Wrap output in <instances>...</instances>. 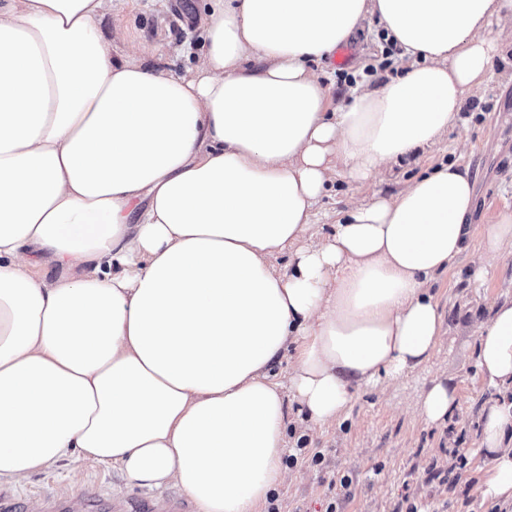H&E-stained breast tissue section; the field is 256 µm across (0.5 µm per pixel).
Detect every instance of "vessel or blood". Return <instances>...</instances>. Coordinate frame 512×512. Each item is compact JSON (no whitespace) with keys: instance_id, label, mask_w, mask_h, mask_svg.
I'll list each match as a JSON object with an SVG mask.
<instances>
[{"instance_id":"1","label":"vessel or blood","mask_w":512,"mask_h":512,"mask_svg":"<svg viewBox=\"0 0 512 512\" xmlns=\"http://www.w3.org/2000/svg\"><path fill=\"white\" fill-rule=\"evenodd\" d=\"M106 506L111 512H190L187 501L178 496L116 499L108 505L102 494L83 491L65 498L50 494L43 500V512H101Z\"/></svg>"}]
</instances>
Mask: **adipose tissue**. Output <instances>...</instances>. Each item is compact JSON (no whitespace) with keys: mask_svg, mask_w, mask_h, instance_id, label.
<instances>
[{"mask_svg":"<svg viewBox=\"0 0 512 512\" xmlns=\"http://www.w3.org/2000/svg\"><path fill=\"white\" fill-rule=\"evenodd\" d=\"M112 2L0 0V482L91 460L198 512H259L289 423L336 425L444 337L432 284L470 234L467 166L313 229L336 180L372 182L455 128L512 42V0H205L189 76L114 54ZM373 17L406 65L333 104L316 65ZM507 251L512 212L475 277ZM476 353L512 390V298ZM457 402L436 378L417 410L442 426ZM481 419L482 495L512 504V400Z\"/></svg>","mask_w":512,"mask_h":512,"instance_id":"ef3b65f1","label":"adipose tissue"}]
</instances>
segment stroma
<instances>
[{"label": "stroma", "mask_w": 512, "mask_h": 512, "mask_svg": "<svg viewBox=\"0 0 512 512\" xmlns=\"http://www.w3.org/2000/svg\"><path fill=\"white\" fill-rule=\"evenodd\" d=\"M203 0H124L102 21L105 33L115 34L116 51L135 44L144 50L147 65L182 75L192 68L203 44L200 14ZM377 20L364 22L349 39L346 70L356 76L384 57ZM458 126L427 153H414L392 170L365 185L337 181L320 204V237L332 231L336 210L352 196L375 191L393 193L434 162L467 165L475 180L469 251L439 276L433 291L443 314L445 337L426 368L382 389L357 391L340 424L317 433L311 447L325 455L322 467L298 463L295 475L279 489L282 512H325L327 501L340 491L339 479H352L351 496L342 512H399L415 505L418 512H491L481 494L485 457L480 454L482 406L499 398L475 366L478 327L495 299L512 294V254L494 261L484 281L473 279L470 256L477 253L487 225L512 211V47H502L493 59L492 78L464 100ZM451 377L458 387V407L448 425L424 423L414 412L423 391L435 377ZM467 465L458 481L446 484L432 475L448 470L454 453ZM111 496L140 494L118 469L85 462L58 464L7 489L23 500L26 512H39L48 492L84 489Z\"/></svg>", "instance_id": "1"}]
</instances>
